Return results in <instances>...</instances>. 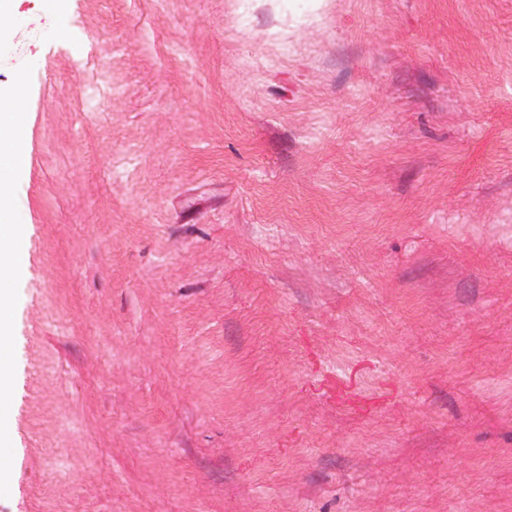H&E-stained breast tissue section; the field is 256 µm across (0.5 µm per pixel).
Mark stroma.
Returning <instances> with one entry per match:
<instances>
[{"mask_svg": "<svg viewBox=\"0 0 512 512\" xmlns=\"http://www.w3.org/2000/svg\"><path fill=\"white\" fill-rule=\"evenodd\" d=\"M0 512H512V0H16ZM23 226L12 222L0 224V272L12 279L25 276L26 263L22 247ZM14 327V313L10 301V293L6 288L0 289V446L9 435V418L3 411L2 400L10 391L13 373L9 365L10 338Z\"/></svg>", "mask_w": 512, "mask_h": 512, "instance_id": "obj_1", "label": "stroma"}]
</instances>
